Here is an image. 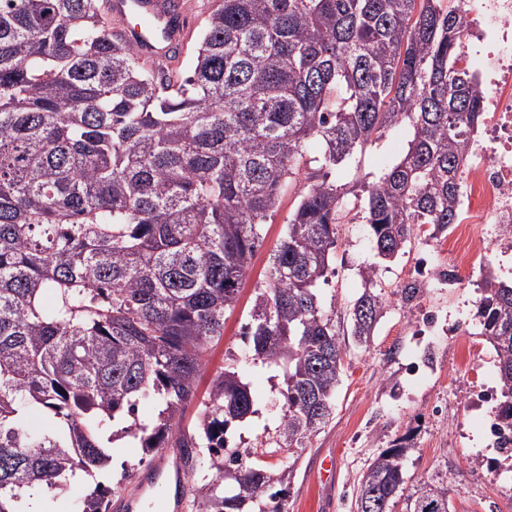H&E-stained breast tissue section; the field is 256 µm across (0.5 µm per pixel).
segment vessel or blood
<instances>
[{
    "label": "vessel or blood",
    "mask_w": 512,
    "mask_h": 512,
    "mask_svg": "<svg viewBox=\"0 0 512 512\" xmlns=\"http://www.w3.org/2000/svg\"><path fill=\"white\" fill-rule=\"evenodd\" d=\"M107 13L117 18L112 31L116 40L136 46L143 61L160 66L169 61L187 37L194 22L186 6L172 7L169 0H106ZM136 17L138 25H131L129 17ZM173 466L176 478H183L185 469L179 449H162L151 471L159 477L166 466Z\"/></svg>",
    "instance_id": "b4317fda"
}]
</instances>
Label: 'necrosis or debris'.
I'll use <instances>...</instances> for the list:
<instances>
[{
  "instance_id": "1",
  "label": "necrosis or debris",
  "mask_w": 512,
  "mask_h": 512,
  "mask_svg": "<svg viewBox=\"0 0 512 512\" xmlns=\"http://www.w3.org/2000/svg\"><path fill=\"white\" fill-rule=\"evenodd\" d=\"M462 16L468 41L458 64L476 77L486 95L484 120L469 147L461 172L459 205L462 218L452 229L459 243L482 234L486 225L495 228L502 246L512 245V0H463ZM464 253L442 257L422 253L406 282L410 288H455L461 285ZM462 320H439L431 315L413 332L406 353V384L416 387L437 371L431 357L421 356L427 336L462 335Z\"/></svg>"
}]
</instances>
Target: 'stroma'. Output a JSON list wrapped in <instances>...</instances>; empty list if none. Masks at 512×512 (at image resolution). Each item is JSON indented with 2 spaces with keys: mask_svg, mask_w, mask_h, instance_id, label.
I'll use <instances>...</instances> for the list:
<instances>
[{
  "mask_svg": "<svg viewBox=\"0 0 512 512\" xmlns=\"http://www.w3.org/2000/svg\"><path fill=\"white\" fill-rule=\"evenodd\" d=\"M409 136L406 126L387 133L369 149L365 170L377 173L395 163ZM294 203V194L285 195L279 210L264 224L263 244L251 262L235 308L225 315L224 336L207 353L200 390H207L223 369L228 353L243 349L242 326L255 288L268 272L270 256ZM423 244L422 238H414L403 255L379 266L377 281L386 300L370 343L358 345L352 337L342 336L344 372L330 422L297 456L272 457L275 468L292 471L288 512H351L352 495L370 459L408 433L413 434L415 446L405 463L409 484L446 480L452 512H512V484L503 480L497 467L474 461L481 421L464 406L468 372L458 363L454 343L445 341L440 346V373L417 388H402L403 349L413 323L421 321L429 309L471 319L479 298L480 271L497 266L500 255L488 242L474 247L461 288L449 293L430 291L409 302L401 294L403 281ZM375 260L362 221L339 225L335 272L321 290L324 305L334 307L337 318H345L362 291L366 267ZM246 376L259 399V412L240 431L245 448L258 452L275 435L282 403L261 365L249 366Z\"/></svg>",
  "mask_w": 512,
  "mask_h": 512,
  "instance_id": "obj_1",
  "label": "stroma"
}]
</instances>
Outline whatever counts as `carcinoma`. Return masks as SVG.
<instances>
[{
  "instance_id": "carcinoma-1",
  "label": "carcinoma",
  "mask_w": 512,
  "mask_h": 512,
  "mask_svg": "<svg viewBox=\"0 0 512 512\" xmlns=\"http://www.w3.org/2000/svg\"><path fill=\"white\" fill-rule=\"evenodd\" d=\"M465 30L445 0H214L173 88L112 39L103 0H0V512H27L136 439L179 448L189 512H288V476L242 461L235 427L258 413L242 369L280 381L275 439L305 448L332 418L344 351L320 300L356 208L391 262L420 224L459 223L457 176L484 91L457 67ZM398 161L361 172L386 132ZM297 204L256 288L246 348L206 394L261 229ZM376 268L350 305L368 342L385 302ZM474 317L493 345L495 415L512 432V284L490 275ZM154 404L142 419L138 405ZM195 403V418L185 420ZM406 434L367 465L356 512H451L448 482L407 488ZM112 489L84 502L106 512Z\"/></svg>"
}]
</instances>
